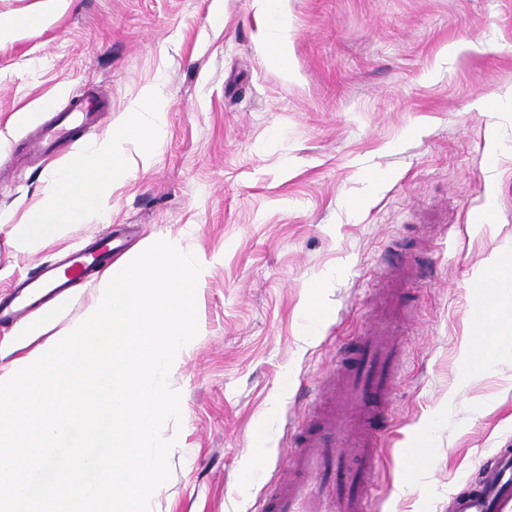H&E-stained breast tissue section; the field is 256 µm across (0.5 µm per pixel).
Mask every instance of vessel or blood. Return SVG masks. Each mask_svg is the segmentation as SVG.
I'll use <instances>...</instances> for the list:
<instances>
[{
    "label": "vessel or blood",
    "instance_id": "vessel-or-blood-1",
    "mask_svg": "<svg viewBox=\"0 0 512 512\" xmlns=\"http://www.w3.org/2000/svg\"><path fill=\"white\" fill-rule=\"evenodd\" d=\"M99 104L71 97L68 111L39 125L28 138V151L47 154L73 133L84 130ZM116 244L112 234L76 249L61 265L44 264L21 283L0 320L30 314L44 289L68 287L99 268ZM415 273L405 265L389 277L381 313L371 328L351 343L328 389L318 391L314 426H302L287 462L257 503V512H371L378 483L377 462L387 430L395 379L403 365L405 340L396 317L403 303V280ZM512 503V451H500L477 486L461 495L456 512H503Z\"/></svg>",
    "mask_w": 512,
    "mask_h": 512
}]
</instances>
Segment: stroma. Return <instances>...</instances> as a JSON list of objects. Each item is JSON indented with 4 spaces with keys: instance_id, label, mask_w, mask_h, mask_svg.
<instances>
[{
    "instance_id": "35a3bbf8",
    "label": "stroma",
    "mask_w": 512,
    "mask_h": 512,
    "mask_svg": "<svg viewBox=\"0 0 512 512\" xmlns=\"http://www.w3.org/2000/svg\"><path fill=\"white\" fill-rule=\"evenodd\" d=\"M284 9L286 73L261 47L253 0H71L45 28L0 42V214L12 217L0 223V296L113 225L127 228L128 254L152 237L215 256L199 333L169 375L182 421L163 429L171 477L150 512H254L307 421L308 392L372 322L387 263L402 248L428 255L430 274L407 283L376 507L453 512L454 496L512 448V342L486 371L463 359L474 283L491 254L512 252V106L482 104L512 88V0ZM158 80L164 144L113 191L109 220L17 250L14 223L43 201L50 172ZM73 91L100 100L96 125L52 158L26 154L28 133L67 111ZM320 275L326 319L309 336L303 305ZM423 435L426 473L407 488L404 451ZM261 440L268 454L244 478Z\"/></svg>"
}]
</instances>
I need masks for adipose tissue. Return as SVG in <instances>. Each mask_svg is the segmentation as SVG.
I'll list each match as a JSON object with an SVG mask.
<instances>
[{
    "instance_id": "adipose-tissue-1",
    "label": "adipose tissue",
    "mask_w": 512,
    "mask_h": 512,
    "mask_svg": "<svg viewBox=\"0 0 512 512\" xmlns=\"http://www.w3.org/2000/svg\"><path fill=\"white\" fill-rule=\"evenodd\" d=\"M69 4L70 0H45L41 11L0 15V41L44 27L54 12ZM257 6L271 29L264 37L265 52L280 69H287L289 29L283 0H257ZM164 109L159 84L145 86L110 132L54 169L43 205L28 210L15 227L17 246H44L64 239L71 225L105 217L112 190L132 174L133 159L149 164L160 149L165 137ZM478 283L491 289L493 303L482 317L484 330L470 336L466 343L465 358L473 371L490 367L499 338L512 335V254L493 255Z\"/></svg>"
}]
</instances>
